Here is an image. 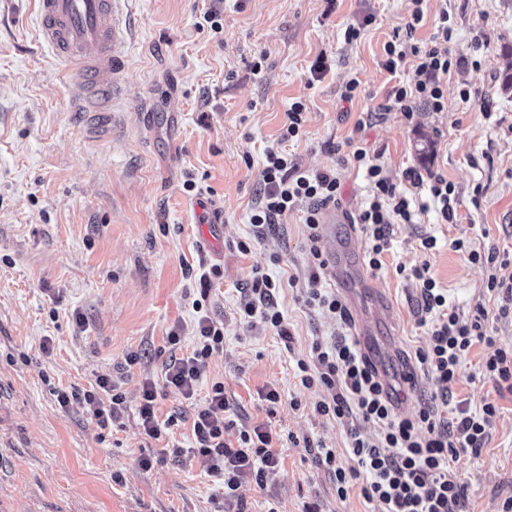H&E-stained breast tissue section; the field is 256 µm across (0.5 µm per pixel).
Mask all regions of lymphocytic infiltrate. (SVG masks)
<instances>
[{"instance_id":"obj_1","label":"lymphocytic infiltrate","mask_w":512,"mask_h":512,"mask_svg":"<svg viewBox=\"0 0 512 512\" xmlns=\"http://www.w3.org/2000/svg\"><path fill=\"white\" fill-rule=\"evenodd\" d=\"M451 37L448 18L443 15L430 46L420 48L398 37L386 44V70L395 71L409 56L416 62L418 79L414 86H401L395 91L393 105L398 111L412 115L420 101L433 111H442L443 91L436 76L449 72L456 63L449 48ZM351 164L364 171L370 189L367 205L352 221L366 231L368 264L378 270L389 246L391 226L413 223L415 211L411 200L397 192L382 166L373 162L365 148L354 151ZM341 198L342 180L336 170H303L286 152L269 149L265 152L264 188L250 222L257 227L276 224L297 205H305L307 240L315 244L324 210L338 205ZM410 274L420 284L423 312L435 322L429 346L417 352L416 359L443 385L442 393L423 403L416 417L397 415L392 389L356 343L347 338L326 344L315 342L311 361H298L297 366L302 385L317 383L327 392L318 407L319 413L346 426L350 436L349 452L354 460L351 467L339 462L334 449L321 447L316 452L317 458L331 470L339 497H346L350 482L362 477L366 480L362 488L364 497L381 503L382 512H460L462 486L450 473L449 461L459 452L481 447L496 407L487 402L481 411L474 412L464 402H451V386L474 342L486 340V316L481 313L471 321H462L430 275L428 265L414 267ZM279 286V281L269 274L254 269V299L244 305L242 312L247 318L261 317L279 336L285 337L289 331L284 316L273 304ZM223 349V328L209 316H199L197 346L192 353L167 366V386L184 398H192L207 359ZM57 400L64 406L73 400L82 401L103 425L117 421L125 411L124 398L116 384L105 378L98 380L96 389L74 387L58 393ZM225 407L224 385L215 383L193 421L194 448L186 451L175 445L171 452L176 456L190 453L232 492L246 477L262 481L278 468L280 456L270 433L260 426L242 433L241 446H228L222 416ZM363 422L378 426L376 437L360 431Z\"/></svg>"}]
</instances>
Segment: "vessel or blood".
Segmentation results:
<instances>
[{
  "label": "vessel or blood",
  "instance_id": "obj_1",
  "mask_svg": "<svg viewBox=\"0 0 512 512\" xmlns=\"http://www.w3.org/2000/svg\"><path fill=\"white\" fill-rule=\"evenodd\" d=\"M121 0H39L40 34L64 64L78 74L85 93L77 107L109 117L114 85L99 83L101 74L117 75L126 66L120 51L124 41Z\"/></svg>",
  "mask_w": 512,
  "mask_h": 512
}]
</instances>
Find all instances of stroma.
Here are the masks:
<instances>
[{
	"label": "stroma",
	"mask_w": 512,
	"mask_h": 512,
	"mask_svg": "<svg viewBox=\"0 0 512 512\" xmlns=\"http://www.w3.org/2000/svg\"><path fill=\"white\" fill-rule=\"evenodd\" d=\"M121 8L130 25L126 68L111 125L100 130L74 111L79 83L41 42L35 0H0V512H222L221 480L167 447L193 446L194 414L215 382L224 385L225 441L239 446L242 432L262 425L281 456L263 483L242 480L243 512H380L360 486L339 497L313 452L332 448L349 463V435L317 412L326 390L303 386L297 362L310 358L313 342L353 327L305 303L313 258L303 209L263 229L250 222L264 152L278 146L300 169H338L346 214L369 200L365 178L344 164L360 146L425 206L416 223L393 225L372 288L348 308L355 317L378 311L381 298L392 303L393 319L378 323L367 347L403 417L442 389L415 359L433 324L421 319L420 286L407 269L428 265L462 320L486 312L494 343L471 348L452 398L474 411L494 403L496 413L481 448L450 468L464 512H502L512 498V394L481 366L495 350L512 352V315L500 317L501 296L468 254L507 256L496 273L512 279V88L500 80L512 64V0H123ZM211 10L220 29L204 19ZM443 14L459 60L439 77L444 109L420 102L405 117L392 109V92L415 83L414 61L389 72L384 46L410 24L416 43L429 45ZM351 25L361 34L349 43ZM321 54L329 69L313 83ZM353 77L357 93L343 100ZM299 99L303 134L279 143ZM425 139L433 148L423 156ZM409 168L454 185L457 223H443L428 186L405 180ZM206 223L222 225L218 247L203 243ZM427 237L433 249L423 248ZM242 241L249 252L239 251ZM204 266L219 271L205 294ZM256 267L283 283L273 303L290 340L241 316ZM198 299L223 324L224 350L208 359L187 400L163 370L195 346ZM176 327L182 341L173 346ZM133 352L141 359L127 364ZM103 377L126 401L109 427L78 403H58V391L89 390ZM149 381L159 420L172 422L159 439L145 435L138 414ZM269 387L280 394L273 407L263 398Z\"/></svg>",
	"instance_id": "35a3bbf8"
}]
</instances>
